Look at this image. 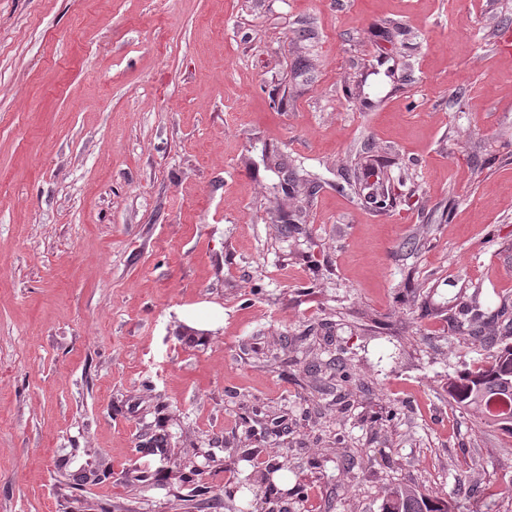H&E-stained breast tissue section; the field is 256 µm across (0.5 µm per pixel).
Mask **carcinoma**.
<instances>
[{
    "instance_id": "obj_1",
    "label": "carcinoma",
    "mask_w": 512,
    "mask_h": 512,
    "mask_svg": "<svg viewBox=\"0 0 512 512\" xmlns=\"http://www.w3.org/2000/svg\"><path fill=\"white\" fill-rule=\"evenodd\" d=\"M448 397L454 406L478 424L512 435V342L495 346L486 360L448 376ZM276 466L266 469L262 483L246 478L224 491L227 498L247 490L254 497L275 488ZM381 512H458V505L443 496H433L405 485L390 489L383 497Z\"/></svg>"
}]
</instances>
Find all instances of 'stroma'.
Listing matches in <instances>:
<instances>
[{
    "instance_id": "35a3bbf8",
    "label": "stroma",
    "mask_w": 512,
    "mask_h": 512,
    "mask_svg": "<svg viewBox=\"0 0 512 512\" xmlns=\"http://www.w3.org/2000/svg\"><path fill=\"white\" fill-rule=\"evenodd\" d=\"M501 31L512 0H0V512H234L272 464L306 496L251 512H488L512 438L444 383L471 310L512 334ZM456 501L448 497L433 496L422 490L405 485L390 489L383 497L381 512H456Z\"/></svg>"
}]
</instances>
